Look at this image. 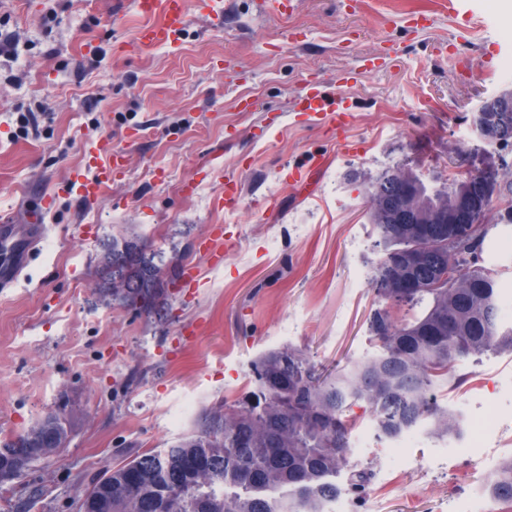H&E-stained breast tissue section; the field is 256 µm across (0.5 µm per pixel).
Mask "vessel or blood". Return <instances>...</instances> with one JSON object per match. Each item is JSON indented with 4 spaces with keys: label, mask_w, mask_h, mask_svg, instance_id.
<instances>
[{
    "label": "vessel or blood",
    "mask_w": 512,
    "mask_h": 512,
    "mask_svg": "<svg viewBox=\"0 0 512 512\" xmlns=\"http://www.w3.org/2000/svg\"><path fill=\"white\" fill-rule=\"evenodd\" d=\"M136 9L152 20L139 32L138 41L143 45L172 41L187 24V0H136ZM297 109L307 114L333 112L341 116L349 107L345 99L313 87L301 94ZM98 151L106 156V164L98 166L94 177L80 180L76 186L77 195L88 203L97 198L102 185L111 181L114 170L121 165L122 154L113 149L111 141H101ZM50 203V197H43L40 208L29 210L26 223L0 224V293L15 286L45 237L48 227L42 219Z\"/></svg>",
    "instance_id": "vessel-or-blood-1"
}]
</instances>
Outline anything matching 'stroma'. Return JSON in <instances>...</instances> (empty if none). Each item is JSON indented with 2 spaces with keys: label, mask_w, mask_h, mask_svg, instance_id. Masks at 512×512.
Wrapping results in <instances>:
<instances>
[{
  "label": "stroma",
  "mask_w": 512,
  "mask_h": 512,
  "mask_svg": "<svg viewBox=\"0 0 512 512\" xmlns=\"http://www.w3.org/2000/svg\"><path fill=\"white\" fill-rule=\"evenodd\" d=\"M177 42L141 46L134 0H0V218L25 221L49 194V231L15 288L0 294V440L51 411L68 420L64 448L0 483V512H80L85 491L137 454L160 451L205 412L259 386L254 364L290 348L317 369L371 361V329L389 309L374 281L384 255L370 195L383 174L426 186L480 171L512 180V144L476 117L512 92V15L495 0H294L282 14L255 0H188ZM493 76H486L487 66ZM333 85L352 109H294L305 87ZM37 113L22 134L20 117ZM111 139L121 175L93 204L73 193L95 173L90 151ZM310 186L294 184L297 171ZM239 203L224 207L226 184ZM492 229L479 258L495 267L498 321L512 326V226ZM221 235L222 265L202 244ZM138 238L176 279L160 313L105 298L101 263L113 241ZM441 406L482 435L477 454L440 438L380 447L372 407L352 402L350 467L373 478L346 491L345 512H496L486 480L512 458V351L460 359Z\"/></svg>",
  "instance_id": "obj_1"
}]
</instances>
